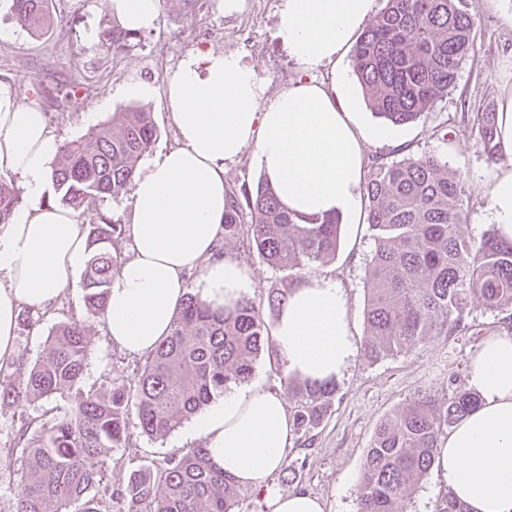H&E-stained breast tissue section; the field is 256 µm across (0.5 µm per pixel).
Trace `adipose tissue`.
Masks as SVG:
<instances>
[{"label": "adipose tissue", "instance_id": "1", "mask_svg": "<svg viewBox=\"0 0 512 512\" xmlns=\"http://www.w3.org/2000/svg\"><path fill=\"white\" fill-rule=\"evenodd\" d=\"M374 0H280L275 32L306 69L336 62L368 21ZM351 82L300 80L275 97L237 53L196 50L166 84L175 146L159 150L133 184L126 231L132 255L114 276L106 313L110 341L150 353L168 336L186 295L183 274H200L199 296L230 305L250 286L246 269L218 255L224 231V164L252 151L259 173L289 210L358 223L364 146L386 132L362 126L348 103ZM502 161L487 188V220L512 240V85L498 96ZM59 148L39 105L0 82V173L19 177L28 203L0 226V364L16 355L21 308L47 309L88 257L74 212L44 202ZM272 336L284 378L341 380L357 354L348 296L335 277L305 276L280 311ZM467 387L477 407L439 444L434 465L468 512H512V333L486 336ZM214 467L243 487L261 488L285 464L293 428L282 394L261 384L225 391L198 414Z\"/></svg>", "mask_w": 512, "mask_h": 512}]
</instances>
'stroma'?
Wrapping results in <instances>:
<instances>
[{
	"instance_id": "stroma-1",
	"label": "stroma",
	"mask_w": 512,
	"mask_h": 512,
	"mask_svg": "<svg viewBox=\"0 0 512 512\" xmlns=\"http://www.w3.org/2000/svg\"><path fill=\"white\" fill-rule=\"evenodd\" d=\"M278 6L279 0H243L240 11L228 14L224 0H205L192 8L184 0H158L155 27L139 32L129 50L115 53L99 44L102 30L112 24L110 0H55L63 22L40 37L17 25L8 0H0V27L16 32L14 40L0 41V82H7L21 101H36L60 142L80 139L93 126L111 119L113 112L136 105L153 112L159 130L156 145L162 148L177 138L166 83L192 50L243 54L270 97L305 78L332 85V67L302 69L278 42ZM465 8L474 20L472 49L443 101L408 125H384L363 103L358 112L363 125H383L390 134L389 140L369 143L366 157L391 161L409 151L434 154L461 175L468 210L463 230L478 239L488 229L482 215L493 164L475 142L472 119L495 111L501 87L512 83V27L505 25L490 0H465ZM443 122L449 130L445 137L436 131ZM372 248L366 224L343 225L335 259L320 267L345 288L359 345L366 335L365 267ZM217 249L245 267L251 281L246 296L260 307L266 326H273L278 314L267 308L266 299L271 289L279 287L282 272L259 258L245 235L220 238ZM85 316L83 279L78 276L36 324L18 330V358L34 363L56 323ZM510 321L512 314L479 307L464 329L433 337L417 349L374 363L357 354L337 381L336 395L322 423L312 431L310 444L294 442L285 468L271 476L268 487L242 489L240 512H271L270 492L297 489L322 497L328 512H355L363 464L378 426L418 395L444 400L454 388L465 386L469 359L481 339ZM143 363V357L109 342L104 322L93 321L83 386L97 387L109 379L135 383ZM203 443V438L190 436L183 427L163 439L140 436L134 440L136 454L112 450V472H126L140 457L159 460ZM447 492L445 481L428 471L397 510L435 512Z\"/></svg>"
}]
</instances>
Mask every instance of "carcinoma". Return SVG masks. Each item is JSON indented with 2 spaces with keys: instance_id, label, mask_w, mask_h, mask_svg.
Listing matches in <instances>:
<instances>
[{
  "instance_id": "cac0c4a2",
  "label": "carcinoma",
  "mask_w": 512,
  "mask_h": 512,
  "mask_svg": "<svg viewBox=\"0 0 512 512\" xmlns=\"http://www.w3.org/2000/svg\"><path fill=\"white\" fill-rule=\"evenodd\" d=\"M463 4L386 0L352 51L353 71L372 112L407 124L448 95L471 46L473 20ZM11 11L36 34L48 33L55 24L53 0H11ZM136 36L114 19L100 42L118 52L130 48ZM473 127L487 159L495 160V119L478 113ZM156 141L152 113L126 106L82 139L62 144L52 169L60 203L78 211L121 194ZM364 195L374 241L365 268L368 360L452 335L465 328L476 303L491 312L512 309V241L494 229L478 241L465 235L463 180L446 163L426 154L391 162L375 157ZM22 202L20 187L0 174V225ZM244 224L253 250L269 266L288 272L290 283L268 296L273 309L287 303L292 282L335 258L340 247L339 216L289 212L263 181L253 191L244 187L227 193L224 235H237ZM123 234V225L106 215L88 225L83 288L90 319L105 318L109 287L121 264L116 243ZM268 339L250 299L213 308L189 292L170 334L146 357L136 384L111 379L84 389L90 325L78 319L58 323L42 357L24 369L23 377L0 369V406L41 403L46 417L35 431L18 418L12 438L0 447L1 453L24 461L11 512H113L117 497L126 501V512H239L237 484L213 467L202 447L131 470L116 491L112 465L102 456L132 447V427L151 439L170 435L230 385L250 378ZM288 389L299 398L295 428L305 437L321 424L336 384L290 380ZM57 397L68 400L62 413L48 406ZM477 402L474 392L459 387L444 402L420 396L384 421L363 465L357 512H397L431 468L442 430Z\"/></svg>"
}]
</instances>
